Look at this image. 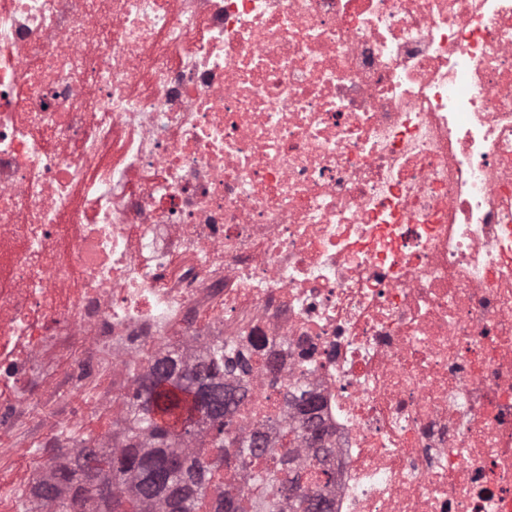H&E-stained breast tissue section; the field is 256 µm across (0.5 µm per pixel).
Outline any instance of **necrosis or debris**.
I'll return each instance as SVG.
<instances>
[{"label": "necrosis or debris", "mask_w": 512, "mask_h": 512, "mask_svg": "<svg viewBox=\"0 0 512 512\" xmlns=\"http://www.w3.org/2000/svg\"><path fill=\"white\" fill-rule=\"evenodd\" d=\"M229 344L333 512H512V0H0V512Z\"/></svg>", "instance_id": "4bbe7bcc"}]
</instances>
